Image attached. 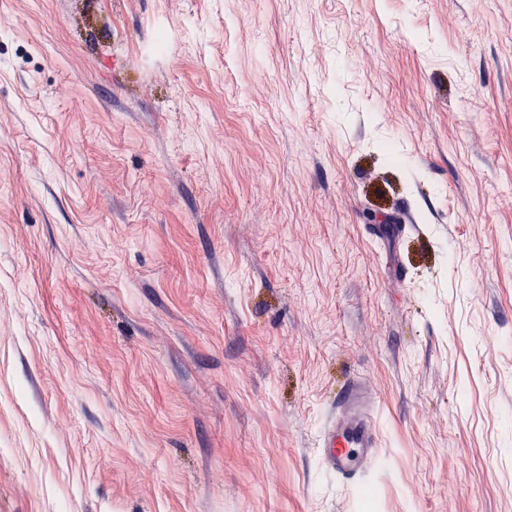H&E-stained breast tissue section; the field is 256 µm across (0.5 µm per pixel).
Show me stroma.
Returning <instances> with one entry per match:
<instances>
[{
  "instance_id": "obj_1",
  "label": "stroma",
  "mask_w": 512,
  "mask_h": 512,
  "mask_svg": "<svg viewBox=\"0 0 512 512\" xmlns=\"http://www.w3.org/2000/svg\"><path fill=\"white\" fill-rule=\"evenodd\" d=\"M0 512H512V0H0ZM375 398L363 384L350 387L318 438L325 467L344 482H356L379 453Z\"/></svg>"
}]
</instances>
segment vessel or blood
<instances>
[{
  "instance_id": "obj_1",
  "label": "vessel or blood",
  "mask_w": 512,
  "mask_h": 512,
  "mask_svg": "<svg viewBox=\"0 0 512 512\" xmlns=\"http://www.w3.org/2000/svg\"><path fill=\"white\" fill-rule=\"evenodd\" d=\"M375 398L368 387L356 384L339 400L336 411L318 438L325 467L344 482H356L379 453L374 420Z\"/></svg>"
}]
</instances>
